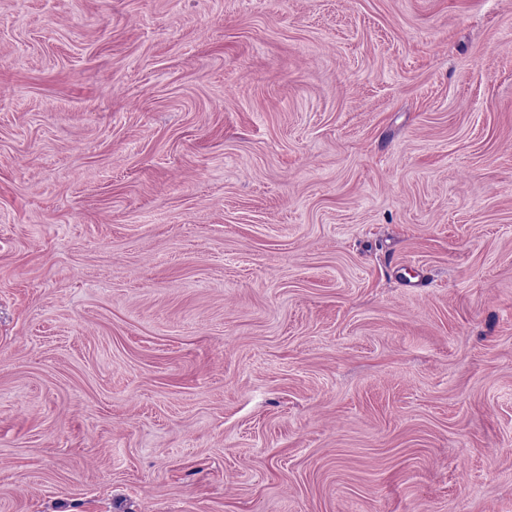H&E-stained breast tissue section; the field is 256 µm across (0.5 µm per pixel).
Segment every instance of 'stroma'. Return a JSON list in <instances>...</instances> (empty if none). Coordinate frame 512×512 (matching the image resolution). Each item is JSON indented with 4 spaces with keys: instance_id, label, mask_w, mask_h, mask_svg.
I'll return each instance as SVG.
<instances>
[{
    "instance_id": "35a3bbf8",
    "label": "stroma",
    "mask_w": 512,
    "mask_h": 512,
    "mask_svg": "<svg viewBox=\"0 0 512 512\" xmlns=\"http://www.w3.org/2000/svg\"><path fill=\"white\" fill-rule=\"evenodd\" d=\"M0 512H512V0H0Z\"/></svg>"
}]
</instances>
